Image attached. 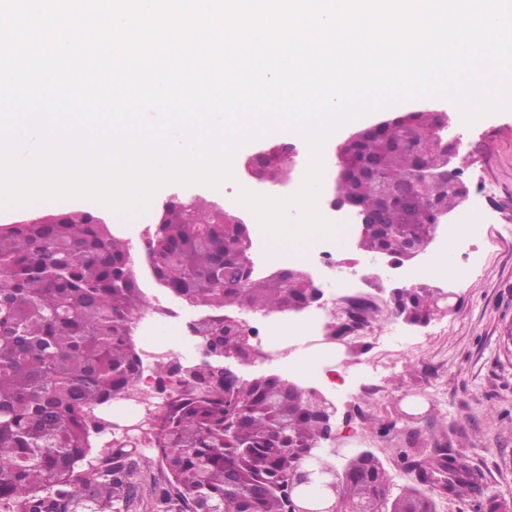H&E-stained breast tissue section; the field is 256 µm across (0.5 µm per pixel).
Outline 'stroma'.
<instances>
[{
  "label": "stroma",
  "mask_w": 512,
  "mask_h": 512,
  "mask_svg": "<svg viewBox=\"0 0 512 512\" xmlns=\"http://www.w3.org/2000/svg\"><path fill=\"white\" fill-rule=\"evenodd\" d=\"M457 162L469 188L463 206L468 230L437 237L417 265L431 254H450L466 264V280L444 277L455 307L428 324L396 316L391 282L371 278L359 296L380 309L371 338L336 348L340 375L329 397L338 412L337 437H350L349 454L372 451L386 465L393 486L412 482L397 463L410 431L428 447L465 452L481 472L487 494L512 503V351L502 336L512 327V112L486 116L461 136ZM411 412L389 435L366 431V417H383L394 407Z\"/></svg>",
  "instance_id": "stroma-1"
}]
</instances>
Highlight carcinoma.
I'll list each match as a JSON object with an SVG mask.
<instances>
[{
	"label": "carcinoma",
	"instance_id": "obj_1",
	"mask_svg": "<svg viewBox=\"0 0 512 512\" xmlns=\"http://www.w3.org/2000/svg\"><path fill=\"white\" fill-rule=\"evenodd\" d=\"M439 112H409L379 133H366L350 150L363 163L377 157L378 177L355 172L336 188L342 199L376 206L378 178L405 180L420 161L439 168L443 156L429 133ZM460 174L420 188L409 211L380 233H365L360 251L401 254L402 245L437 229L435 216L460 204ZM167 200L180 223L154 224L146 257L157 284L204 312L200 342L246 362L256 346L234 321L240 306L263 316L289 304L317 300L298 270L250 274L247 225L224 223V207L204 198ZM148 306L129 243L112 226L83 210L0 225V512H130L141 466L138 447L112 443L91 462L95 410L133 390L141 377L134 320ZM395 307L413 324L440 310L426 284L400 290ZM378 307L360 298L354 322L369 325ZM187 390L169 396L150 426L148 445L167 477L153 487L151 512H437L434 493L466 496L473 512H512L485 493L482 475L444 448L399 450L397 464L414 483L393 494L388 470L371 451L339 465L325 445L336 441L322 421L314 391L277 374L241 377L224 368L192 369L177 362L154 367ZM314 480L338 482L337 498L313 497L295 484L300 468Z\"/></svg>",
	"mask_w": 512,
	"mask_h": 512
}]
</instances>
